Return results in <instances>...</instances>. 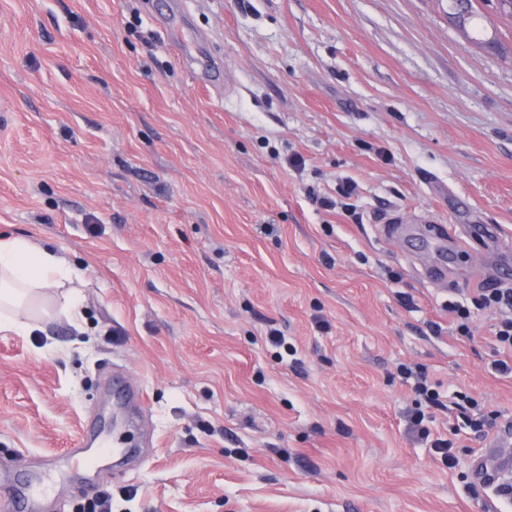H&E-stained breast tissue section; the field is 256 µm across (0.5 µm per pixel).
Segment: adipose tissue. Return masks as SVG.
I'll return each mask as SVG.
<instances>
[{
    "mask_svg": "<svg viewBox=\"0 0 512 512\" xmlns=\"http://www.w3.org/2000/svg\"><path fill=\"white\" fill-rule=\"evenodd\" d=\"M72 268L51 250L22 238L0 240V332L25 336L51 313L71 314Z\"/></svg>",
    "mask_w": 512,
    "mask_h": 512,
    "instance_id": "adipose-tissue-1",
    "label": "adipose tissue"
}]
</instances>
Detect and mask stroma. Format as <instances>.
<instances>
[{
	"instance_id": "1",
	"label": "stroma",
	"mask_w": 512,
	"mask_h": 512,
	"mask_svg": "<svg viewBox=\"0 0 512 512\" xmlns=\"http://www.w3.org/2000/svg\"><path fill=\"white\" fill-rule=\"evenodd\" d=\"M172 3L0 0V235L80 275L79 319L0 333V469L37 512H485L467 420L512 421V375L474 288L512 245V17L477 0L476 43L448 0ZM399 219L501 235L434 285ZM115 373L145 395L132 467Z\"/></svg>"
}]
</instances>
